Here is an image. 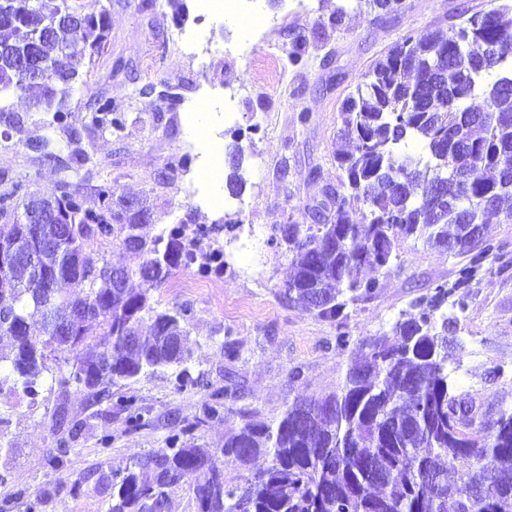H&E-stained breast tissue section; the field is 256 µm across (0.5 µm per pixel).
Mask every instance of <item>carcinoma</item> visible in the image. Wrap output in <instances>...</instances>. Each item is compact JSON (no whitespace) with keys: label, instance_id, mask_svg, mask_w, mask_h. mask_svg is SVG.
<instances>
[{"label":"carcinoma","instance_id":"1","mask_svg":"<svg viewBox=\"0 0 512 512\" xmlns=\"http://www.w3.org/2000/svg\"><path fill=\"white\" fill-rule=\"evenodd\" d=\"M3 1L0 47H36L47 75L36 81L0 64V136L23 133L27 121L4 95L28 98L49 133L21 144L56 170L54 201L68 230L56 244L57 225L15 221L40 198L0 171V254L17 259L0 265V300L9 299L0 303V334L12 339L0 354V394L35 406L46 380L64 392L74 385L94 402H112L136 430L142 407L131 396L113 397L112 388L170 366L179 368L177 390L203 385L189 367L191 307L158 311L151 291L181 267L224 273V250L202 245L204 234L183 221L147 238L150 209L131 207L107 180L91 187L92 207L71 190V174L90 161L83 134H119L126 119L110 97L93 93L75 126L71 97L85 81L78 67L58 64V52L78 63L94 56L109 35V11L87 13L81 0ZM358 2L381 18L402 7L401 0ZM488 2L446 29L405 34L369 66L339 112L340 138L353 143L333 153L339 187L314 206V223L271 227L270 244L291 255L288 300L336 327V350L360 351L336 390L294 399L272 424L248 419L216 448L181 440L237 398L231 386L214 390L193 422L170 426L166 447L119 474L99 472L94 489L106 512H168L174 488L192 495L195 512H512V411L493 413L468 393L453 394L448 335L458 316L442 311L458 292L453 306L465 311L462 297L493 254L487 225L512 221L505 207L512 201V0ZM66 16L83 24H67ZM305 53L299 37L288 65L304 67ZM475 95L483 105H465ZM157 98L170 111L181 103L175 93ZM407 238L465 262L452 283L414 300L417 313L352 342L349 306L381 292ZM110 242L143 256L120 281L100 252ZM38 247L47 269L39 278L25 263L26 251ZM260 456L268 466L239 483L224 481V462L246 467ZM449 457L460 463L453 480ZM430 470L438 482L425 499Z\"/></svg>","mask_w":512,"mask_h":512}]
</instances>
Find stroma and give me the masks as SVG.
<instances>
[{"mask_svg": "<svg viewBox=\"0 0 512 512\" xmlns=\"http://www.w3.org/2000/svg\"><path fill=\"white\" fill-rule=\"evenodd\" d=\"M142 0H82L85 12H110L111 28L102 52L87 62L89 92L71 100L72 117L81 121L89 93L103 92L124 112L123 138L91 134L83 141L94 179L110 180L119 193L143 199L153 213L147 227L155 236L179 219L211 228L212 244L223 246L229 267L212 282L196 281L193 269L174 271L169 283L152 291L160 311L180 304L193 310L189 346L191 368L203 374L204 389L176 390L174 368H162L123 387L136 397L145 424L127 429L123 414L110 422L83 391L41 388L37 406L0 397V433L10 446L0 455V512H26L29 500L42 498L37 512H105L103 498L89 477L107 466L119 470L164 447L172 421L199 414L212 389L238 390L221 418L201 429L214 446L248 418L277 421L288 402L331 392L343 377L348 357L336 349V329L289 302L284 293L290 257L268 242L272 225L291 219L311 221L313 206L336 186L333 158L339 110L369 66L401 36L427 28H447L461 14L487 6V0H403L393 16L377 19L369 7L353 9L349 0H261L266 23L241 36L224 17L201 18L198 0H185L188 17L176 22L168 0L142 10ZM347 6L340 30L317 33L316 21L336 6ZM200 32L193 51L174 44L176 29ZM305 37V67L289 66L287 52ZM152 84L170 89L183 103L160 112L154 99L134 95ZM211 114L210 135L221 142V174L229 176L235 144L244 153L241 194L224 192L221 206L183 200L207 154L189 133L200 101ZM308 113L299 122V113ZM0 167L44 197L57 192L52 166L33 163L16 140L0 139ZM92 178V179H93ZM495 247L480 279L471 288L455 333L449 364L455 393H468L486 407L512 409V223L490 225ZM401 268L380 294L354 304L348 331L352 339L389 331L412 301L452 281L455 259L406 239L398 250ZM233 339L240 357L224 359V341ZM81 422L78 437L58 453L62 437L53 426L56 413Z\"/></svg>", "mask_w": 512, "mask_h": 512, "instance_id": "obj_1", "label": "stroma"}]
</instances>
